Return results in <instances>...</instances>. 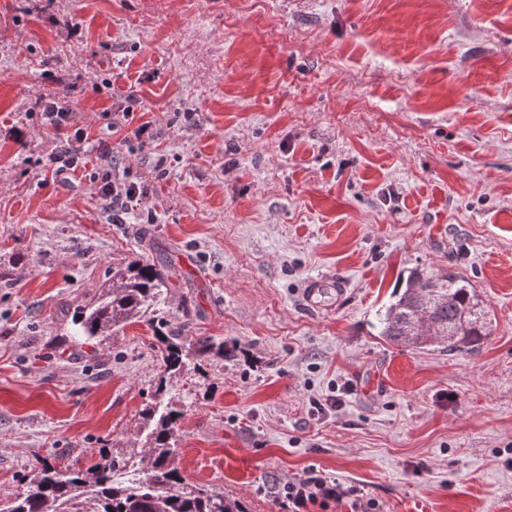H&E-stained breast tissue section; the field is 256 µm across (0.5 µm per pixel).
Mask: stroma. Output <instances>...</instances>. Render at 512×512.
<instances>
[{"label": "stroma", "mask_w": 512, "mask_h": 512, "mask_svg": "<svg viewBox=\"0 0 512 512\" xmlns=\"http://www.w3.org/2000/svg\"><path fill=\"white\" fill-rule=\"evenodd\" d=\"M130 94L152 144L109 126ZM54 97L87 135L62 175ZM103 151L150 219L113 223ZM139 258L179 275L160 315L249 355L182 379L208 387L187 483L288 512L317 470L377 512H512V0H0V495L36 456L143 446L147 320L71 338ZM416 268L470 282L479 348L379 336ZM318 276L340 303L307 306Z\"/></svg>", "instance_id": "1"}]
</instances>
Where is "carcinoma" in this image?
I'll return each mask as SVG.
<instances>
[{"label": "carcinoma", "mask_w": 512, "mask_h": 512, "mask_svg": "<svg viewBox=\"0 0 512 512\" xmlns=\"http://www.w3.org/2000/svg\"><path fill=\"white\" fill-rule=\"evenodd\" d=\"M168 273L156 264L130 261L112 273V285L98 301L75 318L74 335L92 342L140 317L162 296ZM188 324L172 326L152 320L158 373L144 419L155 427L144 448L130 452L102 448L99 459L82 468L61 466L59 457H37L33 477L8 499L0 512H247L236 501L208 486L185 483L178 464V422L192 407L174 399L181 375L192 370L205 375L214 360L234 356L235 349L212 336H185ZM493 318L470 283L455 272L413 270L399 278L379 314V335L396 344L444 349H473L490 335ZM133 466L147 474L143 484H121L115 474Z\"/></svg>", "instance_id": "1"}]
</instances>
